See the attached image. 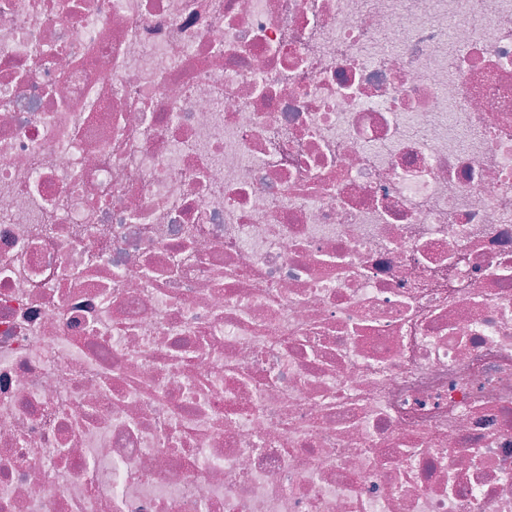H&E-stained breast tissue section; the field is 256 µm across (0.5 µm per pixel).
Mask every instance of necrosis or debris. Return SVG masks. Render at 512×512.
<instances>
[{"label":"necrosis or debris","mask_w":512,"mask_h":512,"mask_svg":"<svg viewBox=\"0 0 512 512\" xmlns=\"http://www.w3.org/2000/svg\"><path fill=\"white\" fill-rule=\"evenodd\" d=\"M0 512H512V0H0Z\"/></svg>","instance_id":"1"}]
</instances>
